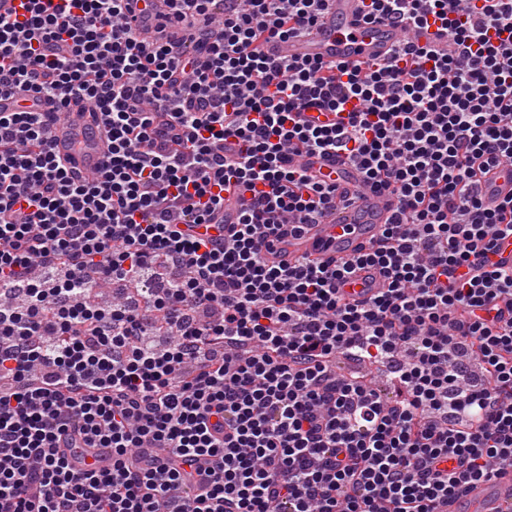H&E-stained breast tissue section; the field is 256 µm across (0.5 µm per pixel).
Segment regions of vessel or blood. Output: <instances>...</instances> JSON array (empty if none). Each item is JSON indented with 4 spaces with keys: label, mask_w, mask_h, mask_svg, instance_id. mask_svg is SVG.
<instances>
[{
    "label": "vessel or blood",
    "mask_w": 512,
    "mask_h": 512,
    "mask_svg": "<svg viewBox=\"0 0 512 512\" xmlns=\"http://www.w3.org/2000/svg\"><path fill=\"white\" fill-rule=\"evenodd\" d=\"M138 7L142 16L135 25L143 36L153 37L155 25L163 23L168 41L185 43L184 32L167 22L171 13L168 0H138ZM404 37L402 30L386 21L367 20L362 0H330L327 12L308 34L285 42L270 41L266 52L273 58L285 55L354 65L386 58ZM51 137L55 153L69 159L72 170L80 175L95 172L107 151L100 119L91 112H76L71 119L54 122ZM309 167L320 179L335 184L337 194L349 196L350 201L330 209L321 223L282 233L271 256L274 263L306 256L333 265L352 258L372 244L397 210L393 196L363 188L359 167L345 157L332 153L313 159ZM482 194L492 206L511 197L512 165L491 171L482 184ZM383 285L376 270L364 268L343 284L340 292L349 301H361ZM467 497L475 504L473 512H512V475L505 473L477 483Z\"/></svg>",
    "instance_id": "1"
}]
</instances>
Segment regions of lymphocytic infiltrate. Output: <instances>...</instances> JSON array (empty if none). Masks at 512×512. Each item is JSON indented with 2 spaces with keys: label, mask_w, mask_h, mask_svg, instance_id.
<instances>
[{
  "label": "lymphocytic infiltrate",
  "mask_w": 512,
  "mask_h": 512,
  "mask_svg": "<svg viewBox=\"0 0 512 512\" xmlns=\"http://www.w3.org/2000/svg\"><path fill=\"white\" fill-rule=\"evenodd\" d=\"M128 2L0 13V291H25L0 302V512H448L512 470V197L480 190L512 164V0H366L410 37L364 67L263 52L329 0H171L200 57L146 43ZM433 19L446 42L418 44ZM74 100L105 117L88 177L41 110ZM314 104L347 122H301ZM336 152L393 222L340 265L271 264L336 199L291 155ZM366 265L385 288L345 301ZM113 282L141 301H88ZM344 352L405 356L395 399L337 376Z\"/></svg>",
  "instance_id": "f902f5d3"
}]
</instances>
